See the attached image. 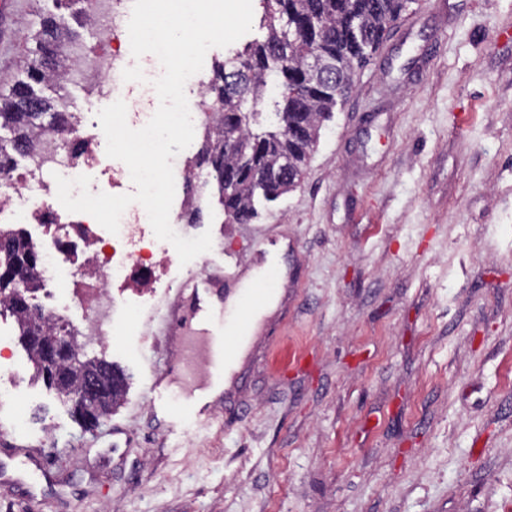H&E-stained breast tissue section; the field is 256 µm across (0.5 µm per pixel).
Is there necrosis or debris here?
<instances>
[{"label": "necrosis or debris", "instance_id": "obj_1", "mask_svg": "<svg viewBox=\"0 0 512 512\" xmlns=\"http://www.w3.org/2000/svg\"><path fill=\"white\" fill-rule=\"evenodd\" d=\"M124 2L89 0L87 23L98 33L99 42L90 51L81 46L71 50L62 77L53 82L59 95H68L75 86L87 99L112 102L130 45ZM64 137L83 147L78 159L63 154L59 143ZM105 141L96 115L70 114L64 135H39L22 166L11 178L0 180V224H26L33 220L41 227L30 242L40 255L38 293L48 301L43 310L46 321L70 326L78 320L86 335L98 338L108 336L115 323L113 286L127 283L132 271L169 262L173 251L170 243L154 238L140 204L133 203L125 209L119 231L113 234L91 215L69 212L58 201L56 176L73 179L89 174L98 163L96 149ZM191 155L187 148L172 160L175 197L170 223L183 237L188 234L186 185L198 180L188 166ZM10 348V336L1 335L0 411H10L7 429L19 434L25 430V421L14 382L24 374L25 366L8 357Z\"/></svg>", "mask_w": 512, "mask_h": 512}]
</instances>
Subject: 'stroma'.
<instances>
[{
  "instance_id": "35a3bbf8",
  "label": "stroma",
  "mask_w": 512,
  "mask_h": 512,
  "mask_svg": "<svg viewBox=\"0 0 512 512\" xmlns=\"http://www.w3.org/2000/svg\"><path fill=\"white\" fill-rule=\"evenodd\" d=\"M54 0L0 19V88ZM162 66L128 59L124 87L152 112ZM192 235L205 275L236 290L255 251L286 271L255 324L232 398L188 410L162 318L193 271L178 259L115 289L120 325L89 355L128 377L88 429L24 375L21 436L0 512H512V0H411L324 122L301 179L228 223L215 184ZM150 297L145 319L130 297ZM297 359L281 373L272 355ZM167 375L160 412L150 387Z\"/></svg>"
}]
</instances>
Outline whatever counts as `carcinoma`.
I'll return each mask as SVG.
<instances>
[{
    "mask_svg": "<svg viewBox=\"0 0 512 512\" xmlns=\"http://www.w3.org/2000/svg\"><path fill=\"white\" fill-rule=\"evenodd\" d=\"M408 0H260L261 40L218 63L206 96L221 102L224 118L216 121L211 137L201 143L193 167L205 168L219 193L224 212L235 223L248 224L256 203L270 202L299 182L302 165L315 146L321 122L330 116L350 88L355 67L366 62L399 16ZM76 33L62 16L49 14L33 34L32 59L14 79L8 94L0 95V177L15 171L17 155L43 129L63 130L66 113L60 101L37 92V86L61 73L52 46ZM39 106L31 108L26 99ZM270 103L275 121L262 128L257 106ZM239 133L237 151H224V127ZM235 183L224 195V180ZM0 304L20 316V335L52 336L68 332L48 324L31 294L41 287L35 276L39 256L21 228L0 230ZM35 377L69 399L90 382L97 390L93 410L73 406V413L96 425L112 411L124 387L125 375L111 363L77 348L75 357L44 365L43 351L23 341Z\"/></svg>",
    "mask_w": 512,
    "mask_h": 512,
    "instance_id": "1",
    "label": "carcinoma"
}]
</instances>
